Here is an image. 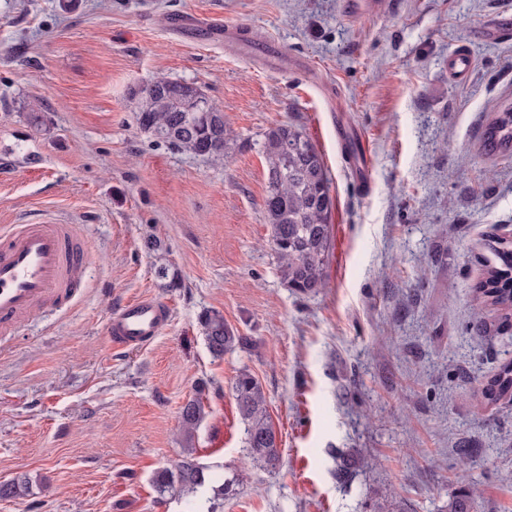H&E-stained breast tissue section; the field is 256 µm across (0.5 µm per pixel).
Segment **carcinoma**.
Segmentation results:
<instances>
[{"mask_svg": "<svg viewBox=\"0 0 512 512\" xmlns=\"http://www.w3.org/2000/svg\"><path fill=\"white\" fill-rule=\"evenodd\" d=\"M136 100L140 129L160 142L196 156L219 160L230 149L224 112L214 102L209 111L199 110L206 94L193 83L158 78L131 92ZM490 153L512 151V107L499 109L484 136ZM267 163L265 218L271 227L272 245L280 263V274L288 287L302 294L325 287L323 269L330 241L329 217L333 208L329 179L315 145L296 127L280 124L264 137ZM498 264L488 266L473 288V310L477 330L484 326V314L493 312L504 323L512 321V241H492ZM205 341L215 357L248 346L247 337L237 334L217 310L199 316ZM236 406L245 424L248 454L274 468L279 461V440L268 412L263 389L256 378L242 371L234 381ZM203 391L181 410L184 442L182 459L172 468L158 471L153 484L159 495L195 492L209 480L208 467L195 457V434L204 418ZM512 401V361L500 365L479 389L482 406ZM26 474L0 482V499L30 495Z\"/></svg>", "mask_w": 512, "mask_h": 512, "instance_id": "obj_1", "label": "carcinoma"}]
</instances>
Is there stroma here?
<instances>
[{
	"label": "stroma",
	"mask_w": 512,
	"mask_h": 512,
	"mask_svg": "<svg viewBox=\"0 0 512 512\" xmlns=\"http://www.w3.org/2000/svg\"><path fill=\"white\" fill-rule=\"evenodd\" d=\"M344 2L0 0V226L55 219L88 250L68 307L0 334V481H32L0 512H187L152 478L178 462L201 384L197 459L243 477L217 512H448L468 487L474 512H512V403L476 400L512 360V326L490 313L472 328L489 242L512 239V153L483 147L512 106V0H378L353 16ZM237 25L275 48L246 58L224 37ZM461 48L473 66L457 80ZM160 76L221 106L223 161L140 130L129 92ZM34 108L49 130L30 126ZM278 124L316 146L334 200L315 294L282 280L265 220ZM140 297L166 302L165 329L113 349L112 312ZM211 309L250 347L213 356ZM245 370L278 432L273 469L245 450Z\"/></svg>",
	"instance_id": "1"
}]
</instances>
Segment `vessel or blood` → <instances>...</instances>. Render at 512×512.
I'll use <instances>...</instances> for the list:
<instances>
[{"mask_svg": "<svg viewBox=\"0 0 512 512\" xmlns=\"http://www.w3.org/2000/svg\"><path fill=\"white\" fill-rule=\"evenodd\" d=\"M87 252L56 222L17 224L0 229V332L63 307L83 282ZM167 306L156 298L125 302L109 320L113 347L146 345L163 330Z\"/></svg>", "mask_w": 512, "mask_h": 512, "instance_id": "b4317fda", "label": "vessel or blood"}]
</instances>
